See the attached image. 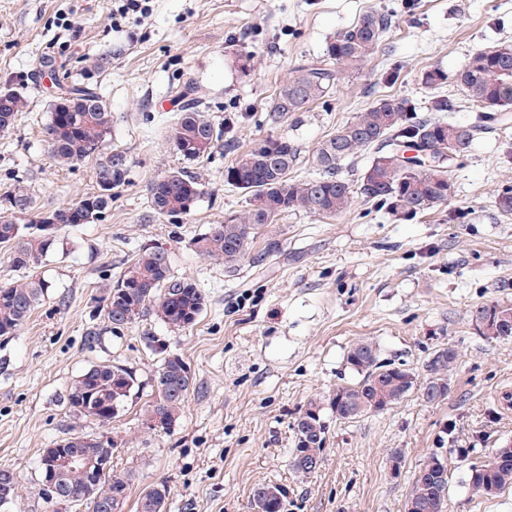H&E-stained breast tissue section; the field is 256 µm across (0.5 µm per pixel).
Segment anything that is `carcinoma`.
<instances>
[{
	"instance_id": "carcinoma-1",
	"label": "carcinoma",
	"mask_w": 512,
	"mask_h": 512,
	"mask_svg": "<svg viewBox=\"0 0 512 512\" xmlns=\"http://www.w3.org/2000/svg\"><path fill=\"white\" fill-rule=\"evenodd\" d=\"M389 29L384 14L368 13L356 24L336 32L322 56L295 66L293 75L278 89L269 111L275 120L286 119L322 98L336 86L346 70L376 53ZM479 109L478 121L495 120L497 112L512 105V45L474 53L465 68L454 76ZM69 98L64 110L50 105L49 120L42 134L50 157L67 166L95 159L94 191L80 200L50 211L54 234L48 237L34 224H18L14 214L34 208V198L25 181L17 180L0 195V249L8 253L14 270L27 275L0 285V336H11L31 316L49 288L47 282L28 274L43 258L57 251V231L65 226L88 224L106 212L112 191L125 181L127 164L120 153L101 154L112 133V112L96 88L80 82L57 84ZM0 98V133L9 131L19 113L27 108V98L8 89ZM208 90L191 82L180 94L181 106L170 127L169 141L184 160L193 164L209 159L223 147L224 130L206 116ZM453 108L445 96L432 99L434 116L414 120L403 102L383 100L359 113L325 140L312 156L317 176L295 180L289 172L297 158V148L286 137L258 144L239 154L224 170V183L245 192L247 209L224 218L192 240L196 251L210 259L224 261L231 269L247 255L252 234L278 223L289 211H302L333 218L347 212L355 196L387 204L395 211L415 215L451 197L453 184L448 171L431 168L434 161L453 154L460 158L469 152L478 126L462 125L445 119L442 113ZM376 148V157L360 178L358 186L339 175L340 163L361 151ZM202 194L198 176L187 168L170 171L148 188L154 214L178 222L190 214ZM107 328H129L147 316H155L169 328L182 331L192 327L202 313L205 295L197 286L172 271L167 252L161 247L143 250L126 267L104 297ZM490 322L487 336L512 338V305L485 303L471 311V319ZM164 354L157 377V396L144 413V422L155 431L170 430L181 416L185 398L194 377L187 362L178 354L152 344ZM346 366L357 375L353 383L339 385L326 396L308 401L293 422L294 448L290 466L301 476L321 465L329 431L327 416L352 423L378 413L414 390L426 385L448 390V378L456 369L458 354L448 347L437 350L427 361L423 379L411 370H401L380 359L376 344L369 340L353 343L346 354ZM135 387L132 371L112 364L86 368L67 394V406L74 415L101 422L114 418L131 399ZM66 453L93 457L104 448H116L114 441L77 435L57 443ZM489 480L499 494L512 488V458L495 453L476 458L467 472L472 488ZM75 501L96 505L91 512H119L130 491L126 475L112 469L93 472L76 466L63 475ZM446 475L443 462L431 454L414 474L406 505L414 512H443ZM169 491L165 484L145 489L137 500L136 512H163ZM253 512H284L286 499L278 484H261L253 489Z\"/></svg>"
}]
</instances>
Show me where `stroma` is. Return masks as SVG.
Listing matches in <instances>:
<instances>
[{
  "label": "stroma",
  "instance_id": "obj_1",
  "mask_svg": "<svg viewBox=\"0 0 512 512\" xmlns=\"http://www.w3.org/2000/svg\"><path fill=\"white\" fill-rule=\"evenodd\" d=\"M113 3L0 0V89L28 99L14 128L0 133V193L26 180L40 214L93 190L92 162L58 167L43 141L56 76L97 84L112 112L103 149L129 164L99 221L60 230L63 251L36 270L49 284L45 299L14 336H0V468L18 481L0 512H89L84 502L53 510L44 495L43 450L75 435L117 442L112 466L131 479L122 512H135L140 493L159 483L169 490L166 512H251V492L264 483L287 489V512H405L415 471L442 448L445 512H512V489L487 498L469 488L470 458L460 454L512 443V408L501 403L512 389V339L479 335L470 317L483 303L512 304V212L496 204L512 185V107L481 128L459 86L422 81L429 67L452 75L474 52L512 44V0H151L140 24L114 18ZM374 11L392 16L378 52L319 101L268 123L266 109L295 65ZM191 81L208 88L224 147L193 165L203 193L172 222L153 215L147 187L184 165L168 136ZM441 94L455 104L449 121L477 128L467 156L448 170L447 202L414 217L360 197L336 218L291 212L259 232L231 270L195 251L193 237L247 206L224 182L236 153L288 137L298 150L292 178H310L315 150L358 113L389 100L423 118ZM152 246L205 294L203 312L180 332L152 316L107 330V288ZM152 336L196 377L166 433L142 423L161 364ZM362 339L419 375L436 350L455 348L449 392L430 403L414 391L385 411L331 424L321 466L300 476L289 464L294 419L309 399L354 381L345 355ZM93 364L128 368L138 387L107 423L66 405Z\"/></svg>",
  "mask_w": 512,
  "mask_h": 512
}]
</instances>
